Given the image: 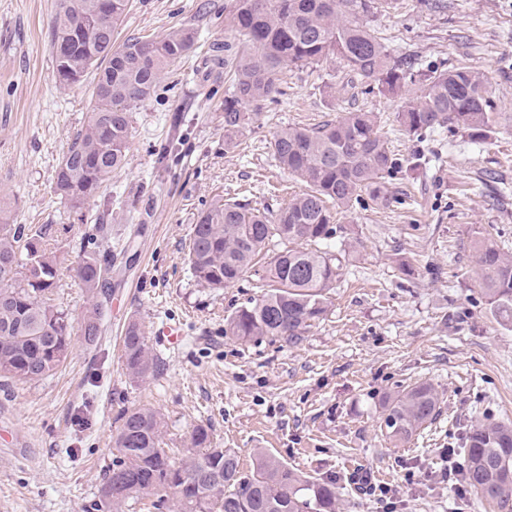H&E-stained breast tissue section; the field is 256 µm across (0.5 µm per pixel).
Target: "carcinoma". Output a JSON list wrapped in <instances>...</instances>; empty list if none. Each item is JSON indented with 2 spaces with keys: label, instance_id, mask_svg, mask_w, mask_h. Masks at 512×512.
<instances>
[{
  "label": "carcinoma",
  "instance_id": "1",
  "mask_svg": "<svg viewBox=\"0 0 512 512\" xmlns=\"http://www.w3.org/2000/svg\"><path fill=\"white\" fill-rule=\"evenodd\" d=\"M61 0L51 25V50L62 86L95 72L87 121L56 169L52 192L73 219L85 222L89 203L124 166L133 139V111L149 99L169 69L193 47L191 28L159 39L132 36L115 42L114 30L129 0ZM381 0H235L227 29L241 44L234 79L224 94V150L237 146L251 109L283 94V69L339 60L346 68L398 97L415 90L396 119L409 135L446 125L472 140H484L497 124L488 95L489 78L469 67L423 70L394 56L366 18ZM377 112H348L316 127L285 126L270 142L280 168L305 190L276 213L234 198L200 212L193 225L187 262L194 280L220 289L252 273L266 291L236 307L224 335L241 341L264 336L294 345L328 310L346 253L331 244L335 214L348 212L364 194L387 200L385 179L401 163L380 134ZM0 202V378L36 382L68 356L74 325L68 309L52 303L60 262L48 241L61 229L51 224H14ZM93 246L83 249L73 271L92 305L79 331L88 343L101 333L103 301L112 253L108 225L96 224ZM480 294L503 324L512 323V256L488 236L473 243ZM123 356L129 375L143 380L157 371L141 325L125 327ZM437 391L427 383L389 395L383 426L396 443L407 441L440 413ZM163 421L147 408L126 412L114 444L119 461L106 472L95 512H124L128 503L170 490L179 512H336L333 474L314 477L260 452L249 470L237 453L214 444L208 428L196 426L180 463L161 447ZM455 452L458 480L473 495L512 512V425L479 421Z\"/></svg>",
  "mask_w": 512,
  "mask_h": 512
}]
</instances>
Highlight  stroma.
Instances as JSON below:
<instances>
[{
    "instance_id": "obj_1",
    "label": "stroma",
    "mask_w": 512,
    "mask_h": 512,
    "mask_svg": "<svg viewBox=\"0 0 512 512\" xmlns=\"http://www.w3.org/2000/svg\"><path fill=\"white\" fill-rule=\"evenodd\" d=\"M131 2L116 40L188 26L195 45L138 106L126 164L89 205L104 214L117 256L100 340L74 336L67 360L36 384L0 381V512H87L118 457L121 418L136 407L161 415L172 461L202 425L244 468L264 451L312 476L335 474L338 512H384L352 482L359 471L394 490L396 512H497L457 497L443 473L445 450L472 421L512 423V331L482 301L471 258L479 232L512 253V0H440L435 10L402 0L369 19L393 56L485 73L500 117L489 139L447 128L409 135L396 120L402 99L328 60L285 71L284 96L253 115L229 152L224 90L233 70L216 63L213 46L227 44L233 58L224 17L234 0ZM58 9L59 0H0V196L14 201L15 223L69 224L50 243L67 266L92 227L69 223L51 186L85 124L93 78L60 87L50 46ZM357 110L380 114L403 162L389 181L395 202L365 196L337 214L336 244L349 258L325 318L299 343L226 336V316L263 286L253 275L219 290L197 285L187 253L198 213L229 194L278 211L304 186L273 159L274 135ZM161 144L178 152L165 168L154 154ZM417 154L431 166L410 167ZM402 258L412 275L400 272ZM132 319L159 359L144 382L124 366ZM169 323L184 333L175 348L158 335ZM421 382L438 391L440 414L394 444L380 399Z\"/></svg>"
}]
</instances>
